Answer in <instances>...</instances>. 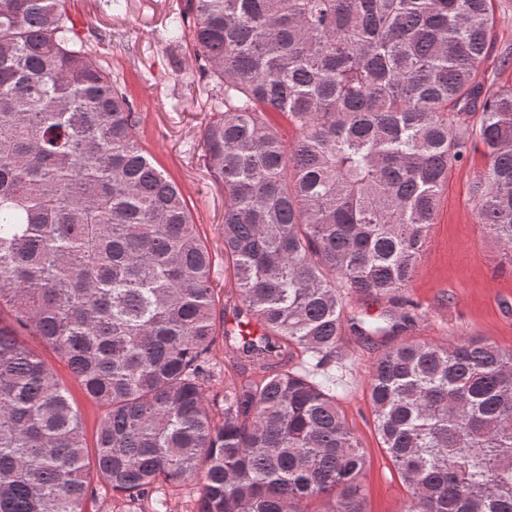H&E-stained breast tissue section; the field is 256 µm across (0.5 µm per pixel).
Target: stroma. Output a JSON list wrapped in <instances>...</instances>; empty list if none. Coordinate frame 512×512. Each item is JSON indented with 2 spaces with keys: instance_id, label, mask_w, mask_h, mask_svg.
<instances>
[{
  "instance_id": "35a3bbf8",
  "label": "stroma",
  "mask_w": 512,
  "mask_h": 512,
  "mask_svg": "<svg viewBox=\"0 0 512 512\" xmlns=\"http://www.w3.org/2000/svg\"><path fill=\"white\" fill-rule=\"evenodd\" d=\"M81 34L113 80L125 85L141 116L143 144L184 192L193 220L215 256V288L224 278V187L210 175L201 131L213 117L210 87L193 64L191 39L172 45L169 19L182 0H70ZM497 41L480 71L490 90L512 86V0H497ZM485 164L469 149L441 195L427 250L404 296L418 316L403 331L367 342L344 333L338 354L348 389L339 405L368 456L363 479L367 512H403L408 490L381 450L367 392L368 370L383 350L406 340L449 343L463 338L512 351V263L503 259L478 222L473 178ZM21 343L46 361L78 407L87 445H94L104 410L88 397L53 350L28 332Z\"/></svg>"
}]
</instances>
